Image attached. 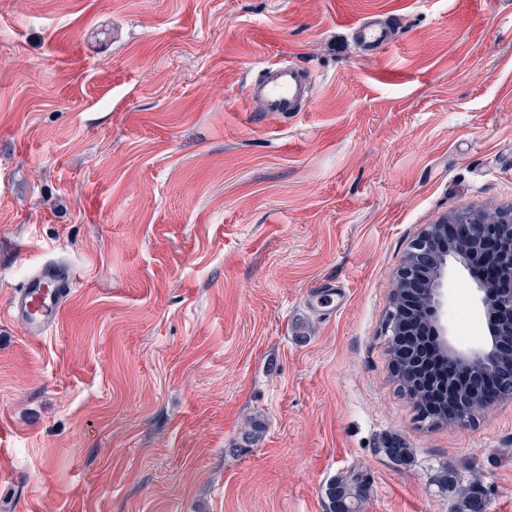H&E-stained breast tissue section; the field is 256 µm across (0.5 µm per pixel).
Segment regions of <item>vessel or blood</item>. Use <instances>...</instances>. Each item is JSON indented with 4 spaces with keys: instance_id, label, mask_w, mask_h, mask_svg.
Returning a JSON list of instances; mask_svg holds the SVG:
<instances>
[{
    "instance_id": "1",
    "label": "vessel or blood",
    "mask_w": 512,
    "mask_h": 512,
    "mask_svg": "<svg viewBox=\"0 0 512 512\" xmlns=\"http://www.w3.org/2000/svg\"><path fill=\"white\" fill-rule=\"evenodd\" d=\"M355 39L375 50L388 43L390 32L378 22L365 20L353 29ZM313 77L298 62L288 59L262 68L260 77L248 87V94L263 112L288 115L302 111L309 103ZM78 285V276L68 264L46 260L38 264L11 298L8 314L26 335L44 336L59 323L67 298Z\"/></svg>"
}]
</instances>
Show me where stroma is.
<instances>
[{
  "instance_id": "1",
  "label": "stroma",
  "mask_w": 512,
  "mask_h": 512,
  "mask_svg": "<svg viewBox=\"0 0 512 512\" xmlns=\"http://www.w3.org/2000/svg\"><path fill=\"white\" fill-rule=\"evenodd\" d=\"M286 57L314 99L263 113ZM490 205L512 0H0V512H329L351 472L360 512H512V402L418 422L384 330L410 242ZM53 256L80 283L29 336L8 305ZM354 38L369 50H376L390 39L388 28L376 21L364 20L353 28ZM313 77L298 62L288 59L261 69L260 78L248 87V95L260 103L262 112L288 116L309 103Z\"/></svg>"
}]
</instances>
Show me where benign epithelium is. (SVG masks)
I'll return each instance as SVG.
<instances>
[{
	"mask_svg": "<svg viewBox=\"0 0 512 512\" xmlns=\"http://www.w3.org/2000/svg\"><path fill=\"white\" fill-rule=\"evenodd\" d=\"M485 245L495 248L503 270L512 278L511 224L468 212L425 227L397 272V294L385 317L396 375L418 373L427 363V351L411 337L409 327L423 321L434 326L438 350L458 368V392L451 398L455 414L449 419L453 424L466 422L477 404L490 408L512 402V288L491 292L484 281L477 282L488 328V338L478 346L459 347L449 337L444 320L448 264L470 267L473 251ZM417 281L425 282L420 303L411 295Z\"/></svg>",
	"mask_w": 512,
	"mask_h": 512,
	"instance_id": "obj_1",
	"label": "benign epithelium"
}]
</instances>
